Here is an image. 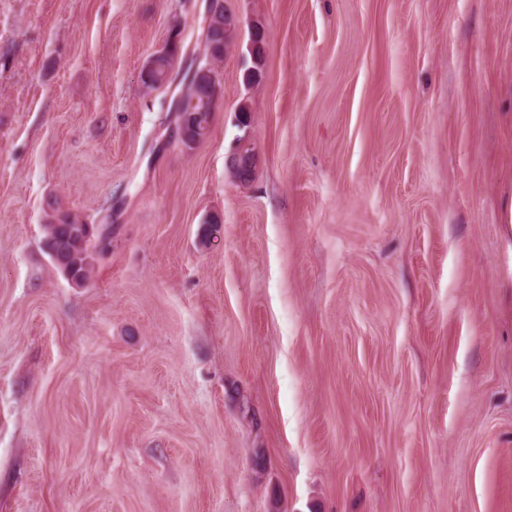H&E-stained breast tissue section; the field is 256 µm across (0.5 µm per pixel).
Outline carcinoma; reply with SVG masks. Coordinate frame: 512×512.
I'll return each mask as SVG.
<instances>
[{
    "label": "carcinoma",
    "mask_w": 512,
    "mask_h": 512,
    "mask_svg": "<svg viewBox=\"0 0 512 512\" xmlns=\"http://www.w3.org/2000/svg\"><path fill=\"white\" fill-rule=\"evenodd\" d=\"M236 28L224 26V21H214L206 33L204 57L198 65L196 82L187 89L184 112L190 113L187 122L209 131L214 103V87L219 85L216 64L224 58L231 44ZM264 33H254L252 65L245 71L244 79L249 80L261 74L263 61ZM254 165L251 149L241 146L232 158L235 176L242 181L250 178ZM104 230L82 222L77 216L60 208L54 210L44 225L43 248L54 252L59 259L56 267L62 273L71 275L79 284L86 282L93 269V255L109 251L111 242L102 237Z\"/></svg>",
    "instance_id": "carcinoma-1"
}]
</instances>
